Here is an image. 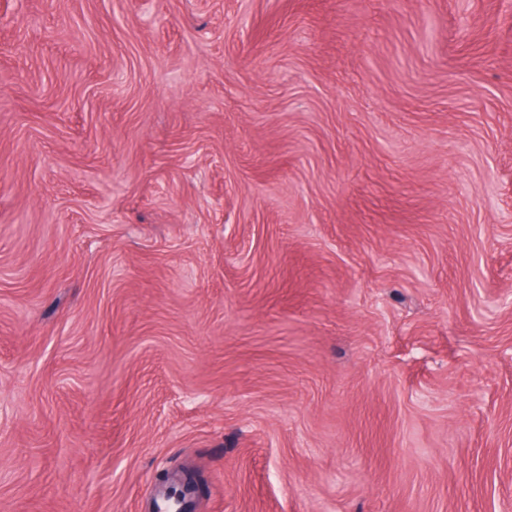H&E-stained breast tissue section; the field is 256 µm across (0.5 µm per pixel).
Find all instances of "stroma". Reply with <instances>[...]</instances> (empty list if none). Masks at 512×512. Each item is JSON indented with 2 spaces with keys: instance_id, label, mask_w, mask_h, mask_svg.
Segmentation results:
<instances>
[{
  "instance_id": "obj_1",
  "label": "stroma",
  "mask_w": 512,
  "mask_h": 512,
  "mask_svg": "<svg viewBox=\"0 0 512 512\" xmlns=\"http://www.w3.org/2000/svg\"><path fill=\"white\" fill-rule=\"evenodd\" d=\"M512 512V0H0V512Z\"/></svg>"
}]
</instances>
